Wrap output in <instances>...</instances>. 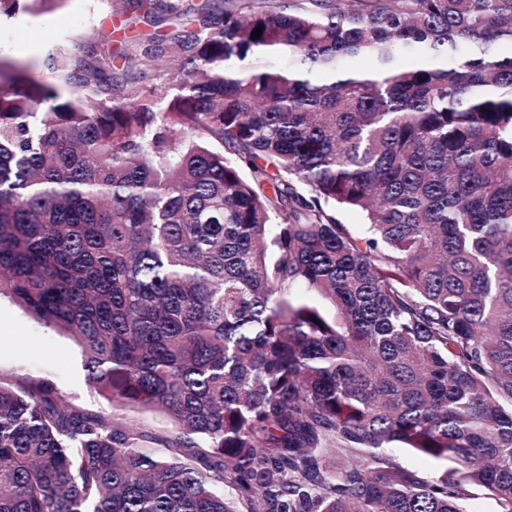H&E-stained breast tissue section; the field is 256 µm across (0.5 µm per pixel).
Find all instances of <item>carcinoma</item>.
<instances>
[{"label": "carcinoma", "instance_id": "obj_1", "mask_svg": "<svg viewBox=\"0 0 512 512\" xmlns=\"http://www.w3.org/2000/svg\"><path fill=\"white\" fill-rule=\"evenodd\" d=\"M166 9L0 58V295L176 435L0 376V512H512V0ZM390 451L398 463L406 469L415 471L421 477L432 478L446 468V464L442 465L408 448H390Z\"/></svg>", "mask_w": 512, "mask_h": 512}]
</instances>
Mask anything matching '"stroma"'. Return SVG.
Instances as JSON below:
<instances>
[{
  "mask_svg": "<svg viewBox=\"0 0 512 512\" xmlns=\"http://www.w3.org/2000/svg\"><path fill=\"white\" fill-rule=\"evenodd\" d=\"M134 0H59L49 11L34 15L19 10L0 15V57L24 59L34 75L53 83L57 77L50 58L67 52L74 37L85 34L101 41L109 52H119L125 19ZM28 373L52 381L68 401L86 409L109 410L123 421L155 436V450L165 453L176 434L164 415L133 411L108 403L85 379L84 357L68 336L45 326L12 299L0 297V374Z\"/></svg>",
  "mask_w": 512,
  "mask_h": 512,
  "instance_id": "obj_1",
  "label": "stroma"
}]
</instances>
